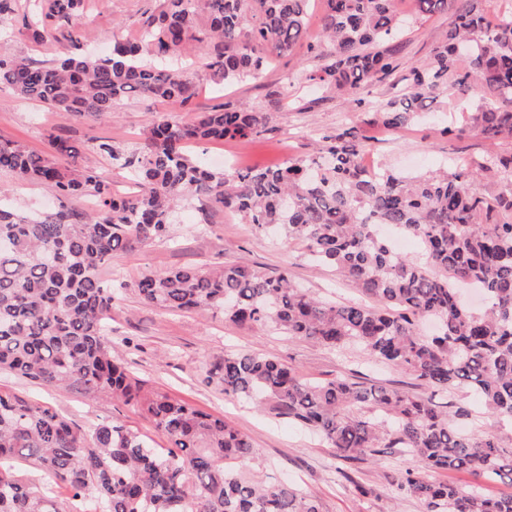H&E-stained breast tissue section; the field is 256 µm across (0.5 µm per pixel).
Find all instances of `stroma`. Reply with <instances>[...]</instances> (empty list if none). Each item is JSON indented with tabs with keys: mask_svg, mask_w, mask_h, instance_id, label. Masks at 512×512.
<instances>
[{
	"mask_svg": "<svg viewBox=\"0 0 512 512\" xmlns=\"http://www.w3.org/2000/svg\"><path fill=\"white\" fill-rule=\"evenodd\" d=\"M17 2L13 12L0 16V56H23L48 65L63 55L76 53L69 27L62 22L52 39L42 43L23 39L20 31L26 0ZM85 5L86 42L89 49L105 55L111 52L115 40L137 39L157 13L160 0H85ZM397 7L408 20L404 34L395 44L400 68L393 77L354 95L333 87L287 80L297 69L319 66V53L326 48L318 26L321 3L311 0L304 43L275 57L259 79L225 87L212 84L202 78V56L192 55L188 69L199 80L192 110L173 102L129 98L116 101L106 118L77 119L45 103L20 97L2 83L0 138L19 141L41 154L50 153V137L68 139L79 149V167L94 170L101 179L111 182L117 194L132 193L136 186L127 171L93 150V140L107 139L121 150L133 152L144 144L150 116L185 121L191 112H206L225 102L244 103L267 113L266 131L249 139L203 144L195 147L194 152L206 160L216 155L229 157L243 169L309 158L324 137L348 128L368 140L378 163L409 174L431 172L453 162L465 165L489 153H512V141L493 142L473 130L461 136L444 134L445 125L464 126L468 112L475 107L471 100L449 101L447 109L434 118L397 132L379 124V107L403 88L413 64L431 57L434 48L446 38L453 20L449 8L421 16L416 13L413 0H399ZM0 190L14 208L28 212L52 213L65 205L80 213L94 204L90 196L64 201L46 186L18 181L5 169H0ZM238 260L272 275L287 272L295 284L320 296L344 302L362 298L332 268L312 263L302 243L270 239L253 225L243 223L237 214L193 196L177 210L168 239L133 244L114 256L102 276L108 279L119 275L127 285L112 303L114 356L127 362L134 376L148 388L169 392L177 399L224 417L245 433L255 448L254 457L245 463L247 469L271 483L285 481L301 486L319 500L322 512H424L417 499L396 493L397 481L415 466L408 453L392 448L375 458L344 459L325 440L279 415L274 402L259 406L244 403L208 382L206 361L230 351L267 354L317 380L357 373L401 392L466 408L467 416L457 421L461 429L476 427L501 437L512 434V427L486 413L475 395L431 391L411 374L373 361L360 350H335L305 339L278 335L262 326H239L212 310L167 311L142 301L132 290L134 282L146 273L156 274L178 266L206 270ZM0 391L51 408L80 426L118 418L152 434L157 447L169 445L167 438L155 433L151 422L136 407L107 397L92 398L75 390L56 389L5 375L0 376ZM359 484L368 488V496L358 495L355 487Z\"/></svg>",
	"mask_w": 512,
	"mask_h": 512,
	"instance_id": "stroma-1",
	"label": "stroma"
}]
</instances>
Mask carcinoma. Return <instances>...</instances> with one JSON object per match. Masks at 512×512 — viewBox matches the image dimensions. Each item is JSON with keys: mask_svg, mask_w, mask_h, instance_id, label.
<instances>
[{"mask_svg": "<svg viewBox=\"0 0 512 512\" xmlns=\"http://www.w3.org/2000/svg\"><path fill=\"white\" fill-rule=\"evenodd\" d=\"M311 0H162L137 40L118 41L105 57L66 55L50 65L0 57V83L74 117H106L115 101L139 95L189 106L196 83L183 54H204L216 85L257 79L272 58L307 34ZM322 34L332 45L322 66L298 79L351 93L392 77L391 43L404 20L396 0H321ZM20 34L34 43L53 24L71 26L78 42L84 0H29ZM455 19L430 60L412 66L406 87L378 110L389 130L412 124L420 110L452 89L481 96L468 126L512 141V10L487 19L482 0H454ZM267 116L221 104L194 118H151L143 148L126 153L108 140L92 148L131 173L138 190L112 193L90 170L75 168L78 149L51 137L55 158L0 139V169L44 184L58 195L97 198L98 208L35 214L0 205V373L51 387L110 397L137 407L172 447L113 420L84 428L14 394L0 392V512H321L317 498L286 483L267 484L242 470L253 457L248 436L169 394L148 389L112 355L107 315L114 289L102 277L132 242L169 237L172 215L202 193L262 233L306 245L374 304L345 303L297 288L288 274L269 276L246 262L200 271L175 267L146 274L133 291L172 312L208 308L240 325H260L329 348L357 345L378 362L414 375L434 390L476 394L512 420V191L488 197L479 177L512 176V155L475 166L403 176L360 164L367 142L336 134L317 155L282 165L215 171L192 145L246 139ZM388 224L422 244L418 258L396 254L376 225ZM432 336L419 334L425 319ZM208 377L224 394L268 399L348 460L404 448L417 467L397 494L425 512H512V494L489 497L432 478L465 470L512 483V438L463 432L458 413L423 396L345 376L303 377L278 359L226 353ZM28 461L49 482L40 490L3 464ZM64 485L68 495L56 494Z\"/></svg>", "mask_w": 512, "mask_h": 512, "instance_id": "cac0c4a2", "label": "carcinoma"}]
</instances>
